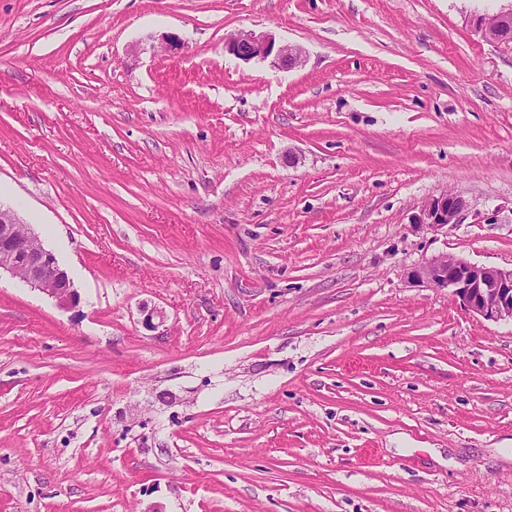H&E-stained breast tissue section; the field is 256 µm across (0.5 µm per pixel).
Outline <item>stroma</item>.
<instances>
[{
  "label": "stroma",
  "mask_w": 512,
  "mask_h": 512,
  "mask_svg": "<svg viewBox=\"0 0 512 512\" xmlns=\"http://www.w3.org/2000/svg\"><path fill=\"white\" fill-rule=\"evenodd\" d=\"M511 6L0 0V204L79 295L0 275V512H512V324L409 278L512 268ZM469 23L473 32L486 40L512 41V8L496 12L493 20L483 13H474ZM224 49L236 58L250 61L268 60L285 69L300 67L305 62L303 51L293 45H276L269 35H256L252 32H238L224 40ZM469 208L464 197L456 193H445L428 200L414 215L413 224L430 228H444L448 224H457Z\"/></svg>",
  "instance_id": "1"
}]
</instances>
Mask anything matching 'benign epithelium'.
I'll use <instances>...</instances> for the list:
<instances>
[{"label":"benign epithelium","instance_id":"obj_1","mask_svg":"<svg viewBox=\"0 0 512 512\" xmlns=\"http://www.w3.org/2000/svg\"><path fill=\"white\" fill-rule=\"evenodd\" d=\"M469 23L475 34L487 40L512 41V8L497 12L492 20L482 13H474ZM224 50L244 61L270 59L285 69L304 63L299 47L278 45L273 37L252 32L231 35L224 40ZM468 208L464 197L445 193L428 200L414 215L413 223L444 228L459 223ZM2 271L48 296L61 310H69L79 303V295L55 255L13 209L0 205ZM411 280L450 291L468 311L487 321L512 323V269L477 265L445 253L415 268Z\"/></svg>","mask_w":512,"mask_h":512}]
</instances>
